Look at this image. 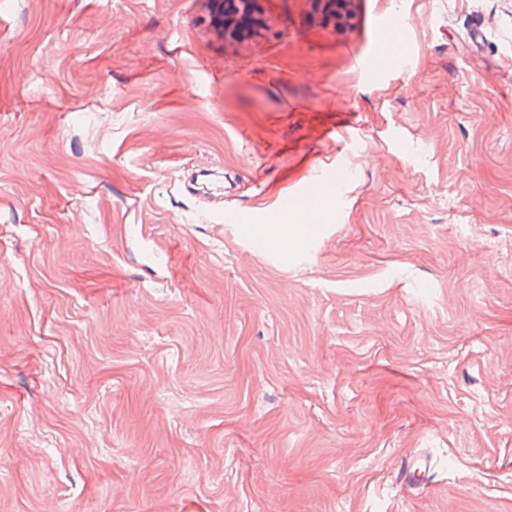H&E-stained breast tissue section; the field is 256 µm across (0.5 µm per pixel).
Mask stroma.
<instances>
[{
	"label": "stroma",
	"instance_id": "obj_1",
	"mask_svg": "<svg viewBox=\"0 0 512 512\" xmlns=\"http://www.w3.org/2000/svg\"><path fill=\"white\" fill-rule=\"evenodd\" d=\"M391 3L0 0V512H512V0L371 83ZM336 156L313 258L227 222ZM213 5L211 23L224 39L243 42L268 29L262 0H208ZM219 4L218 7L215 5ZM324 22L334 30H343L351 25L354 17L352 4L355 0H311Z\"/></svg>",
	"mask_w": 512,
	"mask_h": 512
}]
</instances>
